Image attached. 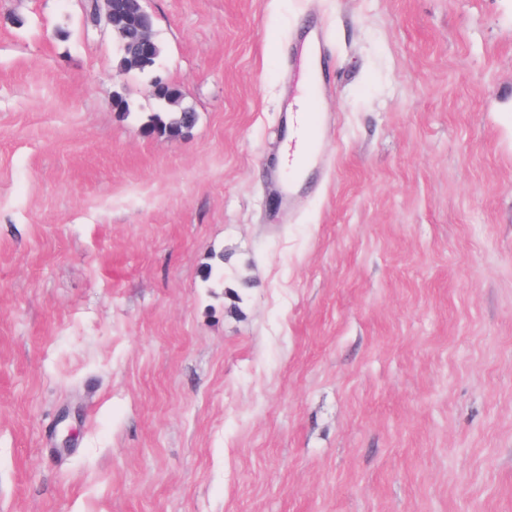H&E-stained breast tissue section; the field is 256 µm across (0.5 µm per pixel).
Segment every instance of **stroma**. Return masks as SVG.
I'll use <instances>...</instances> for the list:
<instances>
[{"label": "stroma", "mask_w": 512, "mask_h": 512, "mask_svg": "<svg viewBox=\"0 0 512 512\" xmlns=\"http://www.w3.org/2000/svg\"><path fill=\"white\" fill-rule=\"evenodd\" d=\"M91 2L0 0V512H512V0H150L179 137ZM290 63L294 76L298 77V82L300 81V83L306 85L310 98H318L326 92L322 72L321 70L318 73L313 72L307 54L305 55V60H302L299 56H291ZM297 112H286L285 120L288 122V136L293 130L295 137L291 142V148L288 151V179L285 180L283 188V200L290 205L293 196L294 186L289 181V175L301 174L304 169L312 162V160L319 154V143L323 137L321 125L314 112H308L307 102L299 98L296 100ZM298 112H307V119H305ZM304 140V151L299 157L295 166H293L294 149L297 140ZM161 113L166 115L162 117ZM154 119L150 125L153 132L175 137L188 133L195 125L197 116L196 112L185 107L179 112H158Z\"/></svg>", "instance_id": "1"}]
</instances>
